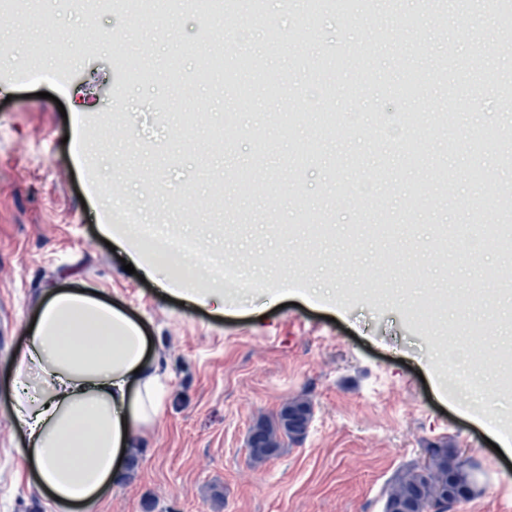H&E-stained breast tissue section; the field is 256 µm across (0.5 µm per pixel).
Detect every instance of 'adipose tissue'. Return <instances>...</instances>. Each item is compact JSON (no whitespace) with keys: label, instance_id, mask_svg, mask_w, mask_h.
<instances>
[{"label":"adipose tissue","instance_id":"ef3b65f1","mask_svg":"<svg viewBox=\"0 0 512 512\" xmlns=\"http://www.w3.org/2000/svg\"><path fill=\"white\" fill-rule=\"evenodd\" d=\"M164 386L141 327L100 299L51 290L7 398L28 488L57 512H93L160 414Z\"/></svg>","mask_w":512,"mask_h":512}]
</instances>
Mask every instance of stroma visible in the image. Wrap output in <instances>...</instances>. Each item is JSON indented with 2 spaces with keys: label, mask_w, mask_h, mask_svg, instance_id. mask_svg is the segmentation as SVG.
I'll list each match as a JSON object with an SVG mask.
<instances>
[{
  "label": "stroma",
  "mask_w": 512,
  "mask_h": 512,
  "mask_svg": "<svg viewBox=\"0 0 512 512\" xmlns=\"http://www.w3.org/2000/svg\"><path fill=\"white\" fill-rule=\"evenodd\" d=\"M304 2L263 0L247 34L228 15L232 0L206 19L165 9L155 27L117 8L86 14L76 0L0 12V512H53L17 479L5 390L54 288L98 294L135 319L166 379L133 466L94 512H382L396 471L441 444L483 472L458 512H512V456L493 447L512 437V288L484 311L448 300L475 274L512 275V257L488 247L475 268L439 234L499 225L482 194L512 190V163L499 160L512 154V101L484 77L512 79L502 19L470 0H356L346 19L328 0L313 22ZM409 13L417 32L403 25ZM213 48L255 57L281 96L256 86L239 98L198 79ZM119 53L153 79L130 81ZM404 60L428 75L414 100L397 92ZM34 68L44 81H29ZM291 112L308 119L280 129ZM318 112L336 123L321 154L299 156ZM488 128L504 139L473 150L471 135ZM411 137L425 161L404 156ZM475 166L489 174L485 191L467 179ZM255 167L265 185L250 191L237 175ZM420 180L416 198L408 187ZM113 182L144 223L241 269L239 282H216L223 307L170 301L184 280L172 267L144 281L124 270L106 245L115 218L98 204ZM458 336L497 357L469 364L489 379L497 419L448 384ZM296 398L313 405L306 436L253 462L251 427Z\"/></svg>",
  "instance_id": "stroma-1"
}]
</instances>
